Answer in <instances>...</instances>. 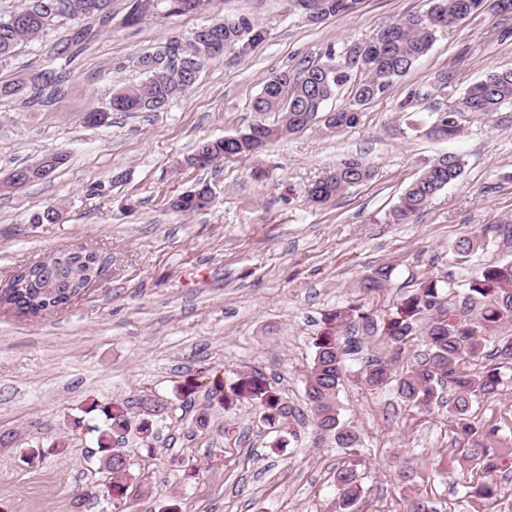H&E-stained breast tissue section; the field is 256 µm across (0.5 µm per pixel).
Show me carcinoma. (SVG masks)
Here are the masks:
<instances>
[{"label":"carcinoma","instance_id":"cac0c4a2","mask_svg":"<svg viewBox=\"0 0 512 512\" xmlns=\"http://www.w3.org/2000/svg\"><path fill=\"white\" fill-rule=\"evenodd\" d=\"M157 2L159 9H167L174 0H133L123 20L132 27L143 20L136 14V7H150ZM72 0H23L21 6L6 17L0 16V63L12 57L15 48L33 41L59 18L75 19ZM444 10L449 16L467 20L483 12V0H428V11ZM442 28L428 23L426 14H408L401 17L363 43L369 52L363 68L349 62L345 54L329 49L321 58L332 64L325 76L315 74L316 57L307 55L291 69L280 70L267 78L252 107L256 112H276L280 121L273 125L256 123L229 138L204 143L207 148L202 166L218 159L255 156L267 145L283 137L317 128L325 134H336L357 127L363 116L354 112L346 103L337 109L326 110L328 101L338 90L348 88L349 98H365L372 102L384 95L395 79L406 74L416 61L425 56L437 40ZM268 30L246 16L236 17L234 27L224 30V48L241 46L248 41L256 46L267 38ZM90 33L78 29L58 49L55 57L69 61L73 45L86 43ZM210 58H199L193 68L170 67L158 79L144 72V79L137 85L118 90L105 109L92 108L86 115L90 125H101L112 112H159L169 102L184 94L198 80ZM64 81L63 70L44 69L30 76L29 82L0 86V97L19 94L36 95L46 87L58 88ZM512 104V70L493 73L471 85L461 99L462 112L491 116L501 107ZM462 127L456 114H438L434 128L427 133L441 140L458 137ZM41 165H25L14 170L21 185L41 179L56 170L65 161L61 153H47L40 158ZM463 159L453 153L434 158L424 171L411 182L398 198L390 217L395 224H403L423 209L440 191L455 182L463 173ZM372 177L371 168L355 159L346 160L329 170L326 175L311 184L307 191L308 201L326 204L349 189L361 185ZM213 200L212 191L206 184L177 196L170 202L178 212H194L208 207ZM61 208L50 205L30 216L32 224H53ZM496 237L512 247V224H494L478 234L464 235L454 244L456 258L463 260L477 249L484 247L486 235ZM63 271L45 270L37 264L19 267L3 288L0 304L5 303L16 311L40 316L57 309L64 303L65 283ZM467 301L471 309L464 313L448 304L440 281L424 277L417 284L415 293L404 298L396 306L397 318L388 326L391 349L381 356L364 362L361 379L375 389L392 386L400 401L418 410H427L438 399V389L446 385L452 390L448 397V417L461 434L470 437L476 427L470 418L475 398L495 393L501 384L500 366L487 367L481 372L467 373L459 370V363L467 357L477 358L482 353L493 332L503 324L512 323V258L504 257L484 268L481 277L469 284ZM363 327L367 332L378 330L377 322L361 307L348 305L332 312L324 331L314 342V356L305 374L304 397L313 425L324 434L333 436L336 445L347 451L351 459L336 472V512H356L357 504L365 494L360 462L355 459L359 435L355 428L341 419L339 391L344 379V363L351 354V346H342L341 333L350 328ZM421 337L427 354L422 360L402 363L406 340ZM234 396L252 403L263 420L274 423L288 415L278 392L260 373H242L236 380ZM141 410L138 434L151 447L153 425L157 418L155 400L137 399ZM129 402L113 401L101 407L106 417L104 428L98 430L97 448L100 460L110 474L112 498H124V479L128 476V458L112 448L115 435L126 431L130 425ZM471 456L484 462L486 481L477 485L476 493L485 499L497 498L501 485L492 475L496 465L488 448H472Z\"/></svg>","mask_w":512,"mask_h":512}]
</instances>
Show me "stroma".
<instances>
[{"label": "stroma", "instance_id": "1", "mask_svg": "<svg viewBox=\"0 0 512 512\" xmlns=\"http://www.w3.org/2000/svg\"><path fill=\"white\" fill-rule=\"evenodd\" d=\"M132 0H112V24L75 48L61 93L0 99V181L47 152L65 163L44 179L0 190V285L16 267L47 253L85 248L102 261L88 290L54 313L31 317L0 308V512H112L96 455L101 405L135 396L170 397L190 386L187 407L159 423L151 446L129 431L119 449L132 480L148 479L153 496L136 512H336L335 474L347 456L319 438L305 420L304 378L324 319L337 307L361 305L377 323L390 320L420 279L449 282L461 305L470 280L505 248L489 239L469 261L454 260L461 236L489 224H512V106L493 116L463 113L461 135L427 136L437 114L452 111L473 83L512 70L508 21L488 9L451 27L389 92L371 102L360 124L336 136L292 134L259 158L188 165L206 141L276 122L251 108L272 72L303 56L343 49L397 18L422 12L427 0H361L349 14L317 25L289 0H211L208 10L148 18L126 28ZM245 15L269 35L257 48H231L211 62L194 87L160 112H116L88 125L85 113L107 105L114 91L138 84L136 55L175 35ZM76 20L20 44L0 63V86L54 66V55ZM452 78L441 87L440 76ZM412 108L398 103L410 90ZM465 161L462 176L407 223L389 212L402 191L437 155ZM357 158L371 180L337 200L312 206L308 186L337 163ZM268 177L255 181L254 164ZM208 184L212 206L178 213L169 201ZM61 206L62 221L33 224L32 213ZM385 268V287L364 292L360 281ZM360 351L345 365L341 417L361 439L365 495L358 512H403L393 481L398 466L416 468L417 492L436 512H512V370L492 395L472 405L474 438H464L446 408L421 412L391 388L372 390L361 364L386 351L383 333L357 332ZM233 385L244 372L264 373L289 416L265 423L251 403L210 404L204 376ZM206 425H198L199 415ZM82 418L81 429L69 420ZM68 449L56 448L59 437ZM38 444L42 457H23ZM502 458L501 495L488 502L472 492L481 471L474 445Z\"/></svg>", "mask_w": 512, "mask_h": 512}]
</instances>
